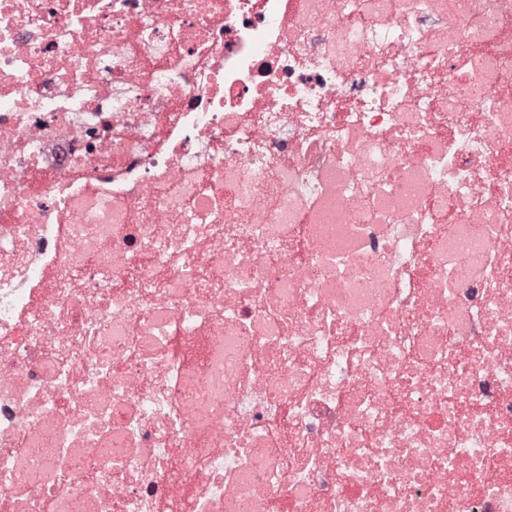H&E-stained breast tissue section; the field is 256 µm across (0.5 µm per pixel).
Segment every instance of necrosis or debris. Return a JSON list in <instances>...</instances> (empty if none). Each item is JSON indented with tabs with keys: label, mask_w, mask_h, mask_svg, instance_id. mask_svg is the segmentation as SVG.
I'll use <instances>...</instances> for the list:
<instances>
[{
	"label": "necrosis or debris",
	"mask_w": 512,
	"mask_h": 512,
	"mask_svg": "<svg viewBox=\"0 0 512 512\" xmlns=\"http://www.w3.org/2000/svg\"><path fill=\"white\" fill-rule=\"evenodd\" d=\"M0 512H512V0H0Z\"/></svg>",
	"instance_id": "necrosis-or-debris-1"
}]
</instances>
